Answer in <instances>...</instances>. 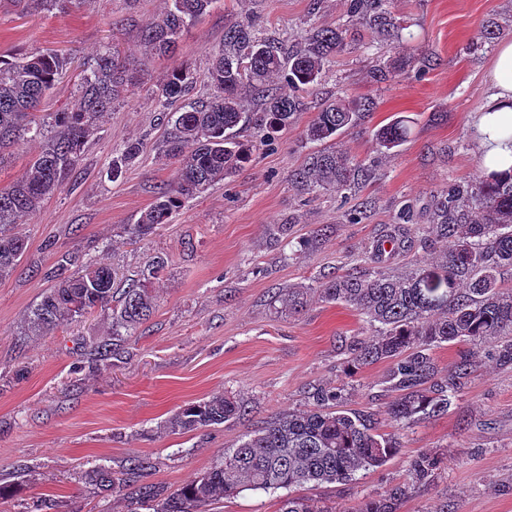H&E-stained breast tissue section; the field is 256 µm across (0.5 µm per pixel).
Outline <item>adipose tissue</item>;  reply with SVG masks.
Segmentation results:
<instances>
[{
  "instance_id": "obj_1",
  "label": "adipose tissue",
  "mask_w": 512,
  "mask_h": 512,
  "mask_svg": "<svg viewBox=\"0 0 512 512\" xmlns=\"http://www.w3.org/2000/svg\"><path fill=\"white\" fill-rule=\"evenodd\" d=\"M488 84L487 101L470 126L483 170L505 177L512 174V38L499 42Z\"/></svg>"
}]
</instances>
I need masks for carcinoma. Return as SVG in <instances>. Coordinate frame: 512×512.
<instances>
[{"label": "carcinoma", "instance_id": "carcinoma-1", "mask_svg": "<svg viewBox=\"0 0 512 512\" xmlns=\"http://www.w3.org/2000/svg\"><path fill=\"white\" fill-rule=\"evenodd\" d=\"M215 2L171 0L162 19L143 32L144 43L158 56H173L190 22ZM390 4L391 0H349L345 23L314 26L291 49L257 36L248 17L228 25L223 45L205 74L215 94L173 113L167 121L163 147L177 163L174 181L157 193L127 233L142 238L157 225L169 223L183 200L224 180L250 160L253 145L237 139V131L252 120L245 109L248 98L260 103L257 121L269 133H279L306 109L303 93L318 83L354 30H363L374 41L402 42L404 27ZM406 64L402 58L376 64L373 79L388 82ZM66 67L67 58L53 50L0 57V162L21 142L44 139L25 174L0 186V277L17 267L27 249L25 238L12 233L11 226L35 214L63 187L99 118L138 82L114 47L81 76L70 109L39 114V106ZM192 83L188 68L170 70L157 88L160 106L165 109L184 98ZM372 110V100L340 92L320 104L304 138L310 143L332 142L357 127ZM408 135V127L400 121L384 125L374 133L376 151L398 147ZM141 152L140 142H126L112 154L110 177L119 178ZM377 162L374 158L367 165L333 146L308 154L303 165L288 174V181L303 191L350 194L359 188V181L371 177ZM413 221L412 206H404L396 222L366 249L362 261L385 264L412 250L419 237L439 249L437 264L419 266L404 278L380 272H334L323 276L321 288L322 299L357 311L373 329L367 339H345L344 365L350 373L385 365L384 383L394 394L387 414L404 425L448 413L475 371L477 352L472 346L492 343L496 365L512 368V289L500 282V271L512 267V177H483L474 184L443 187L433 196L429 224L417 227ZM167 264V258L155 257L123 290L120 307L112 310V340L91 346L95 361L106 363L118 355L122 337L134 335L150 319L155 308L151 280L159 278ZM44 277L53 286L30 310V322L39 330L50 331L112 304V268L94 260L63 254ZM306 290L302 285L285 288L275 294L274 302L297 314L307 306ZM445 343H468L471 348L459 351L453 370L442 376L433 350ZM311 399V407L270 419L237 447L225 450L203 476L173 493L140 483L153 468L149 456L131 460L119 473L98 465L85 473V480L102 496L131 489L151 512H208L209 506L247 487L275 490L342 484L358 471L379 467L397 454L399 439L379 432L376 413L342 408L341 390L317 387ZM245 413L242 401L214 396L179 408L171 426L188 433ZM439 464L435 454L418 455L411 463L409 481L362 501L353 512H397L412 487L434 478ZM280 512L329 510L290 496L282 501Z\"/></svg>", "mask_w": 512, "mask_h": 512}]
</instances>
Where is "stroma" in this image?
I'll return each mask as SVG.
<instances>
[{
	"label": "stroma",
	"mask_w": 512,
	"mask_h": 512,
	"mask_svg": "<svg viewBox=\"0 0 512 512\" xmlns=\"http://www.w3.org/2000/svg\"><path fill=\"white\" fill-rule=\"evenodd\" d=\"M167 6V0H71L67 9L48 12L0 0V55L53 49L70 60L42 112L71 107L80 73L107 48L119 47L140 77L100 120L61 190L16 227L27 250L14 272L0 278V484L11 487L0 497V512H30L47 494L55 495L58 512H145L127 493L98 495L85 470L101 463L118 471L148 454L155 467L145 483L175 492L270 418L307 408L314 385L340 388L348 408L378 412L381 432L399 437L398 454L345 485L248 489L217 503V512H279L289 496L350 512L407 481L412 461L426 452L439 453L438 474L414 487L399 512H442L447 505L453 512H512V493L497 490L512 481V370L496 365L491 346L480 348L473 378L447 415L401 428L386 414L384 365L352 376L343 371L341 338L369 333L357 312L314 292L298 315L271 302L279 289L314 288L322 273L359 266L404 202L413 204L417 223H426L438 188L479 175L470 115L485 103L497 48L486 32L512 38V0H392L411 40L338 55L288 130L270 140L259 126L244 125L239 138L254 146L250 161L133 241L128 226L175 175L162 155L169 115L155 99L167 72L188 66L197 78L190 99L210 98L203 77L225 25L251 16L264 36L292 46L309 24L342 20L346 0H215L170 59L150 54L141 41ZM426 55L434 65L423 80L403 73L376 85L368 78L371 58L418 62ZM340 89L374 100L371 116L336 140L350 155H372L373 134L383 125L401 120L409 128L406 142L383 156L375 179L360 187L357 200L372 205L358 224L347 222L335 193H301L288 183L289 171L315 149L303 136L306 125L321 99ZM128 140L142 142L143 152L111 180L112 151ZM282 224L288 234L278 233ZM322 227L331 231L325 243L302 246ZM63 252L110 266L119 288L155 256L169 259L153 284L152 317L108 365L92 361L85 347L110 338L111 312L46 335L27 329L31 307L50 286L44 273ZM217 395L239 398L246 414L190 433L170 427L180 407Z\"/></svg>",
	"instance_id": "35a3bbf8"
}]
</instances>
